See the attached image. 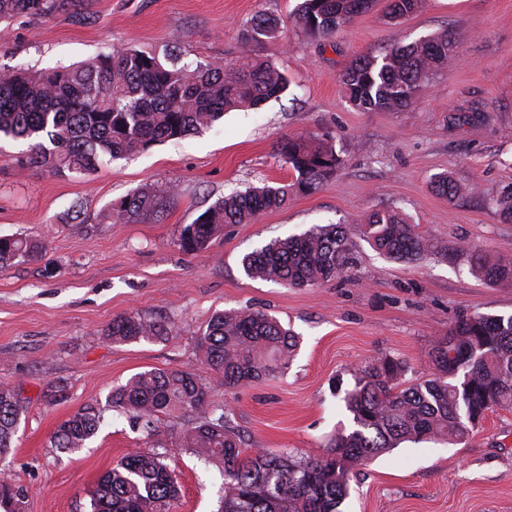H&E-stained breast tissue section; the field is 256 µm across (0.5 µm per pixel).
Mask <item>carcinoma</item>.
Segmentation results:
<instances>
[{"instance_id": "obj_1", "label": "carcinoma", "mask_w": 512, "mask_h": 512, "mask_svg": "<svg viewBox=\"0 0 512 512\" xmlns=\"http://www.w3.org/2000/svg\"><path fill=\"white\" fill-rule=\"evenodd\" d=\"M80 0H0V24L17 18H45L73 11ZM372 0H300L295 17L301 30L326 39ZM422 0H391L390 18L416 12ZM278 26L266 14L254 15L240 32L246 54L234 67L207 62L191 69L171 52L124 48L96 58L44 71H0V136L32 142L28 163L53 171L83 174L104 159L130 157L172 139L208 128L224 113L255 107L281 95L288 77L268 58L253 52L277 38ZM457 54L450 33L409 45L393 44L378 56L356 59L343 84L352 105L362 111H400L411 106L421 87L448 67ZM296 175L291 183L255 187L219 199L185 225L178 246L200 252L226 224H249L278 209L297 191L316 190L341 160L326 137H286L276 149ZM433 188L454 197L460 187L448 175ZM170 191L146 187L111 208L107 218L125 220L158 211ZM371 246L387 257L417 260L430 240L399 214L374 211L361 224ZM41 249L20 237L0 238V270L32 259ZM351 260L348 233L329 224L298 236L274 240L242 258L251 277L305 288L340 276ZM473 270L483 281L509 288L512 263L483 249L472 250ZM161 320L119 317L109 335L115 341L169 336ZM201 363L219 374L224 389L274 378L288 369L296 346L293 334L258 310L214 315L198 333ZM430 377L402 386L406 365L380 355L354 370L344 398L354 428L336 433L325 455L292 462L285 453L248 447L224 408L213 404V388L195 370L140 372L112 392V403L151 426L164 414H198L186 429L184 447L224 467L220 512H339L348 497L353 469L404 442L443 439L462 443L473 417L495 407H512V315H465L431 345ZM24 406L15 389L0 384V459L14 450ZM101 417L86 409L62 421L53 436L57 448H77L90 439ZM178 495L176 474L159 457L131 452L98 481L91 512H171ZM23 493L0 478V508L21 504Z\"/></svg>"}]
</instances>
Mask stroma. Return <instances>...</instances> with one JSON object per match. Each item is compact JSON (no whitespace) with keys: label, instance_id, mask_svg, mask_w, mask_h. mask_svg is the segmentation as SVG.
<instances>
[{"label":"stroma","instance_id":"35a3bbf8","mask_svg":"<svg viewBox=\"0 0 512 512\" xmlns=\"http://www.w3.org/2000/svg\"><path fill=\"white\" fill-rule=\"evenodd\" d=\"M297 4L86 0L81 17L23 18L0 37L1 70L66 66L128 47L233 65L244 53L242 24L265 13L280 37L260 53L291 81L279 98L225 113L202 134L86 175L26 165L29 141L0 140V236L41 245L38 258L0 271V384L25 405L4 465L24 493L22 512H90L100 477L134 451L175 468L172 512H217L223 465L184 447L187 418L163 415L148 430L112 405L113 390L139 372L201 369L197 334L217 312L260 310L295 335L294 359L276 378L228 391L201 369L249 447L293 461L324 454L350 425L343 397L354 369L386 353L405 361L404 380L416 383L430 370V345L459 315L512 314V288L479 280L469 253L478 247L512 262V219L496 205L512 193V0H424L396 21L389 0H374L326 40L302 33ZM444 32L458 56L410 108L350 104L342 76L358 57ZM309 134L331 136L342 160L322 186L254 223L224 225L204 252L179 248L182 227L224 195L293 182L274 149ZM439 174L462 192H436ZM147 186L173 188L160 212L107 221L113 204ZM78 200L81 223L70 218ZM378 210L404 214L433 252L417 261L375 252L357 224ZM324 224L345 225L350 238L354 261L340 277L290 288L246 275L245 254ZM122 316L162 319L174 331L112 341L105 331ZM86 408L102 417L97 433L82 447H55L58 424ZM341 512H512V408L488 412L463 443L407 442L378 456L358 471Z\"/></svg>","mask_w":512,"mask_h":512}]
</instances>
